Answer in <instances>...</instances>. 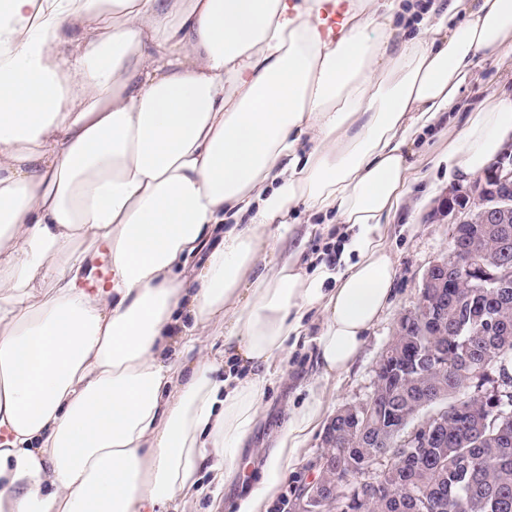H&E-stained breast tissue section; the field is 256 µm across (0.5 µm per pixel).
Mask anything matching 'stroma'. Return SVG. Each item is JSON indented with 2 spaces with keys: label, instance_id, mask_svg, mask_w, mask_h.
<instances>
[{
  "label": "stroma",
  "instance_id": "stroma-1",
  "mask_svg": "<svg viewBox=\"0 0 512 512\" xmlns=\"http://www.w3.org/2000/svg\"><path fill=\"white\" fill-rule=\"evenodd\" d=\"M478 73V80L463 90L466 102L475 103L502 91L512 93L511 54L493 52L480 57ZM447 144V138L434 131L421 137L412 149L410 160L418 178L406 204L381 230L383 241L395 261V293L391 305L368 331L355 362L344 374L324 380L316 365L314 341L299 344L291 350L271 379L260 424L246 447L238 449L232 458L237 470L236 480L225 486L206 484L191 500H175L178 512H236L238 500L260 479L256 462L269 452L285 428L292 407L318 398L323 402L325 417L329 418L342 405L369 399L374 389L376 364L393 338L398 318L416 304L427 267L448 253L452 219L433 216L451 188L445 166L438 163ZM323 448V432L315 430L294 452L287 476L265 502L266 512H288L287 502L295 480L308 482L315 477L316 471L311 464Z\"/></svg>",
  "mask_w": 512,
  "mask_h": 512
}]
</instances>
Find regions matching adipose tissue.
Listing matches in <instances>:
<instances>
[{
  "instance_id": "ef3b65f1",
  "label": "adipose tissue",
  "mask_w": 512,
  "mask_h": 512,
  "mask_svg": "<svg viewBox=\"0 0 512 512\" xmlns=\"http://www.w3.org/2000/svg\"><path fill=\"white\" fill-rule=\"evenodd\" d=\"M503 49L512 0H0V512H169L231 483L204 451L250 436L309 321L324 377L355 361L394 294L379 230L410 149ZM511 148L498 95L442 160L471 178ZM301 206L358 229L327 291L289 240ZM322 415L291 411L238 512Z\"/></svg>"
}]
</instances>
